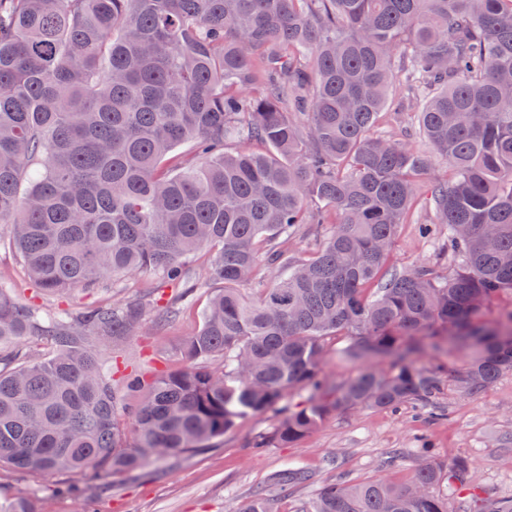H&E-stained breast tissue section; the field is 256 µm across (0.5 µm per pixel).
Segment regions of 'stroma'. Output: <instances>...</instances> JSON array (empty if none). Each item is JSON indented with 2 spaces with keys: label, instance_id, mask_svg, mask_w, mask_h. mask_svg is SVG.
I'll use <instances>...</instances> for the list:
<instances>
[{
  "label": "stroma",
  "instance_id": "1",
  "mask_svg": "<svg viewBox=\"0 0 512 512\" xmlns=\"http://www.w3.org/2000/svg\"><path fill=\"white\" fill-rule=\"evenodd\" d=\"M437 245L421 239L412 224L402 225L392 259L406 266L434 259ZM206 253H198L189 265L197 285L180 305V313L164 324L146 317L135 336L118 346L114 354L130 370L143 377L181 367L180 349L199 326L200 313L215 288L202 278ZM152 274L139 276L138 286L117 284L90 296L77 291L66 305L79 309L85 303L120 307L143 299L142 286ZM0 286L14 289L19 300L34 297L22 261L10 237L0 227ZM442 419L431 420L412 408L396 412L364 409L328 419L301 442L287 448L255 451L256 433L271 430L276 412L250 415L215 441L212 447L188 451L168 461L132 473L115 474L96 483L83 475L58 476L59 492L41 478L0 467V498L35 495L48 503L49 512H234L262 487L269 475L284 466L311 472L313 484L275 497L276 512H297L319 485L336 480L356 482L387 474L396 485L408 483L417 459L442 463L466 458L477 468L482 486L501 498L512 497V373L502 375L475 396L446 390ZM401 453L398 467L385 470L393 453Z\"/></svg>",
  "mask_w": 512,
  "mask_h": 512
}]
</instances>
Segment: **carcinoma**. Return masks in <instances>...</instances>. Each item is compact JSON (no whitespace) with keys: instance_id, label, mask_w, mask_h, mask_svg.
Returning <instances> with one entry per match:
<instances>
[{"instance_id":"obj_1","label":"carcinoma","mask_w":512,"mask_h":512,"mask_svg":"<svg viewBox=\"0 0 512 512\" xmlns=\"http://www.w3.org/2000/svg\"><path fill=\"white\" fill-rule=\"evenodd\" d=\"M412 123L419 150L385 130ZM233 140L261 149L230 150ZM444 179L429 177L431 161ZM305 224L317 248L281 246ZM403 224L440 257L397 267ZM0 225L41 294L154 271L148 298L80 313L0 289V465L91 477L164 462L243 417L279 422L284 448L327 419L412 404L442 415L448 384L474 396L512 372V0H0ZM209 298L182 347L117 419L112 348L162 284ZM275 270L259 284L261 266ZM345 361L388 358L327 391L329 341ZM433 355L435 366L416 363ZM306 399L284 407L288 391ZM276 471L234 512L310 483ZM512 512L471 462L427 459L412 481L329 483L297 512ZM0 512H45L19 495Z\"/></svg>"}]
</instances>
